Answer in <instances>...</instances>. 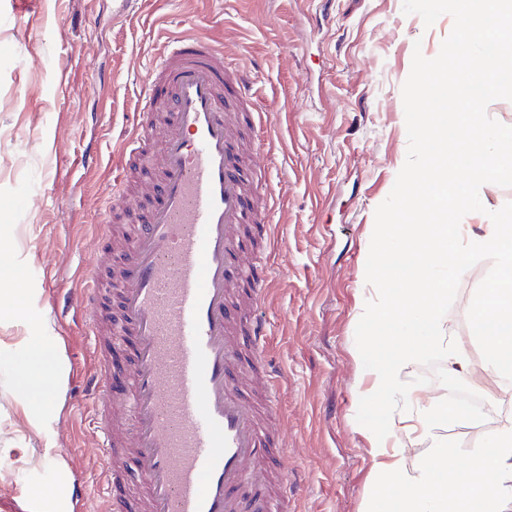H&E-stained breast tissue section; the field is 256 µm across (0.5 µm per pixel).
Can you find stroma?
I'll return each mask as SVG.
<instances>
[{"label": "stroma", "mask_w": 512, "mask_h": 512, "mask_svg": "<svg viewBox=\"0 0 512 512\" xmlns=\"http://www.w3.org/2000/svg\"><path fill=\"white\" fill-rule=\"evenodd\" d=\"M188 30L221 42L249 72L251 110L263 120L256 172L274 195L259 313L284 412V507L366 512L374 460L358 427L367 382L356 350L379 287L367 267L382 257L383 225L412 218L400 206L402 176L429 162L411 130L432 110L416 67L441 59L457 33L447 14L427 19L425 0H38L30 12L0 0V289L21 287L12 304L44 316L65 366L63 391L41 410L0 365V512H38L33 494L64 485L86 488L66 498V512H98L102 502L100 438L90 409L71 408L68 396L96 371L87 320L72 303L76 273L99 261L97 232L125 222L113 206L120 140L147 67ZM90 144L98 162L87 168ZM472 201L459 225L475 236L490 217L512 215V180L478 185ZM495 272L487 254L456 271L446 334L467 335L468 303ZM51 308L57 317H46ZM467 348V368L444 364L426 379L418 363L406 382L442 396L477 379L481 346ZM485 438L443 423L424 441L395 436L406 466L443 448L452 469Z\"/></svg>", "instance_id": "stroma-1"}]
</instances>
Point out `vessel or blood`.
Segmentation results:
<instances>
[{
	"mask_svg": "<svg viewBox=\"0 0 512 512\" xmlns=\"http://www.w3.org/2000/svg\"><path fill=\"white\" fill-rule=\"evenodd\" d=\"M249 74L214 39L172 41L149 72L139 120L122 144L152 155L150 199L121 235L102 234L117 265L88 270L79 305L99 370L80 392L102 435L100 512H282L269 489L282 413L240 384L264 357V269L246 261L241 229L266 224L238 149ZM249 282L240 299L229 269ZM118 305H111V297ZM131 456L135 482L113 459Z\"/></svg>",
	"mask_w": 512,
	"mask_h": 512,
	"instance_id": "b4317fda",
	"label": "vessel or blood"
}]
</instances>
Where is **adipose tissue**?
Wrapping results in <instances>:
<instances>
[{
    "label": "adipose tissue",
    "instance_id": "ef3b65f1",
    "mask_svg": "<svg viewBox=\"0 0 512 512\" xmlns=\"http://www.w3.org/2000/svg\"><path fill=\"white\" fill-rule=\"evenodd\" d=\"M504 0H426L428 15L448 11L458 21V34L441 60L425 62L417 78L420 92L431 98L435 130L422 139L432 167L408 173L412 194L402 208L414 210L413 224H391L378 243L383 262L369 267L370 278L385 281L378 301L367 312L378 326L379 355L370 344L359 353L370 385L361 394L360 430L371 442L377 484L367 512H503L512 502V421L493 431L474 452L464 474L449 473L446 452L434 449L430 460L413 470L404 467V451L392 445L395 429L406 428L425 439L437 422L455 423L473 417L447 398L421 396L404 386L403 372L420 358L440 356L449 364L463 361L455 339L446 338L440 309L453 287L451 271L473 255L496 260L497 274L475 295L470 307V337L484 347V368L494 377L491 398H512V216L491 221L483 235L467 240L455 235L456 216L470 206L467 188L491 179H512V130L490 127L480 113L460 112L472 84L486 97L499 96L504 61L512 62V37L499 38L494 55H471L499 29ZM14 318L28 328L17 347L0 345V363L11 367L12 385L27 401L41 407L61 389L62 368L53 346L42 334L43 320L24 308ZM497 476L487 486L488 476Z\"/></svg>",
    "mask_w": 512,
    "mask_h": 512
}]
</instances>
